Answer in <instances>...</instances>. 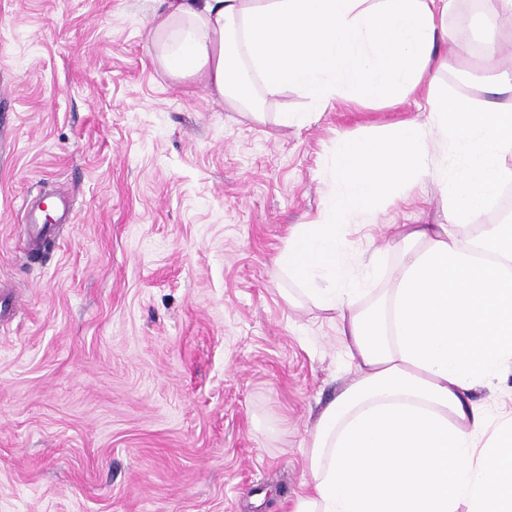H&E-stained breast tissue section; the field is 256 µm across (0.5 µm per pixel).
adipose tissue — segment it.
<instances>
[{"mask_svg": "<svg viewBox=\"0 0 512 512\" xmlns=\"http://www.w3.org/2000/svg\"><path fill=\"white\" fill-rule=\"evenodd\" d=\"M454 0H163L156 28L169 71L233 107L294 90L308 113L343 98L366 105L425 95V118L382 137H340L334 190L317 219L296 225L280 271L341 324L352 383L310 435L308 479L293 512H512V416L485 438L487 411L469 397L512 367V224H472L512 181V70L488 79L510 102L486 107L437 93ZM245 49L255 79L237 76ZM439 137L441 153L428 142ZM436 224L398 235L400 269L378 310L360 304L374 261L357 263L349 224L426 183Z\"/></svg>", "mask_w": 512, "mask_h": 512, "instance_id": "obj_1", "label": "adipose tissue"}]
</instances>
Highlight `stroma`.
Segmentation results:
<instances>
[{
  "label": "stroma",
  "mask_w": 512,
  "mask_h": 512,
  "mask_svg": "<svg viewBox=\"0 0 512 512\" xmlns=\"http://www.w3.org/2000/svg\"><path fill=\"white\" fill-rule=\"evenodd\" d=\"M161 0H0V512H290L309 435L353 380L332 313L275 259L333 188L339 136L419 119L421 96L342 99L302 125L295 93L235 109L173 76ZM439 83L483 55L441 48ZM67 199L50 251L24 225ZM434 186L386 204L354 247L390 287L403 225L434 223Z\"/></svg>",
  "instance_id": "35a3bbf8"
}]
</instances>
